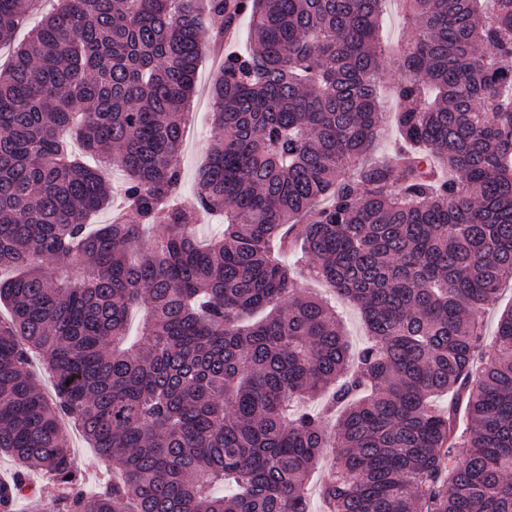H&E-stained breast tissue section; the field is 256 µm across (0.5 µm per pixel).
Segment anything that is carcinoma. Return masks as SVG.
Listing matches in <instances>:
<instances>
[{"mask_svg":"<svg viewBox=\"0 0 512 512\" xmlns=\"http://www.w3.org/2000/svg\"><path fill=\"white\" fill-rule=\"evenodd\" d=\"M42 0H0V46ZM383 0H59L0 68V512H512V0H401L400 145L381 130ZM212 144L175 201L208 43ZM102 166L72 152L71 139ZM126 176L112 208L106 170ZM224 215L207 243L192 227ZM361 311L350 350L334 306ZM144 311L131 341L129 312ZM53 381L46 397L32 363ZM332 390L329 433L301 405ZM455 396L443 407L439 399ZM118 474L90 489L62 420ZM59 485L44 500L27 480ZM386 119L387 127L385 134L378 141L375 149L371 153V158L376 161L384 160L393 155L398 146L397 130L393 121V112H387ZM512 306V281L510 286L506 285L503 287L499 298L493 305L488 306L482 312V321L484 328V339H483V353L486 356L494 354L495 346V334L498 319L502 312ZM335 456V449L328 448L321 462L319 463L318 468L312 473L309 479V487L311 489L312 495L309 503V508L311 512H322V505L317 495L318 485L321 480L327 476L328 472L331 468V463L333 461V457Z\"/></svg>","mask_w":512,"mask_h":512,"instance_id":"cac0c4a2","label":"carcinoma"}]
</instances>
